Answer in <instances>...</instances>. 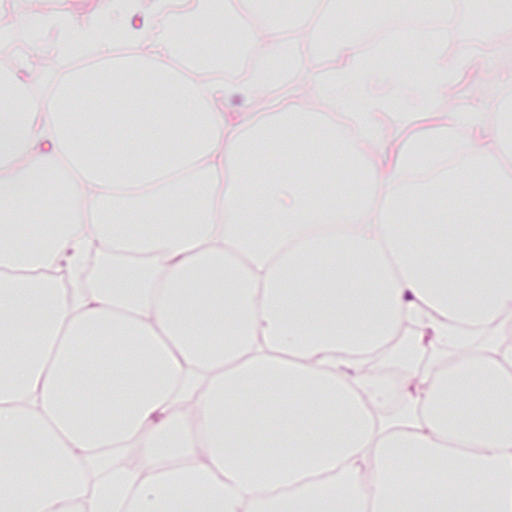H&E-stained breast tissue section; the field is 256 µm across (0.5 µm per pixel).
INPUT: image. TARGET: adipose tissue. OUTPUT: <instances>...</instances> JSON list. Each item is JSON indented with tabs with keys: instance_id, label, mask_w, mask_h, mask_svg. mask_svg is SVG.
Instances as JSON below:
<instances>
[{
	"instance_id": "obj_1",
	"label": "adipose tissue",
	"mask_w": 512,
	"mask_h": 512,
	"mask_svg": "<svg viewBox=\"0 0 512 512\" xmlns=\"http://www.w3.org/2000/svg\"><path fill=\"white\" fill-rule=\"evenodd\" d=\"M253 2L258 24L220 0L177 27L168 0L36 12L41 53L93 40L101 66L46 102L0 69V512H512V113L376 122L379 87L419 105L479 75L474 18L418 0L447 14L394 43L425 48L419 89L336 37L350 0L318 30L311 0ZM231 30L272 63L288 30L328 48L347 123L294 99L226 120L267 73L203 86L172 60ZM404 332L407 373L377 380Z\"/></svg>"
}]
</instances>
